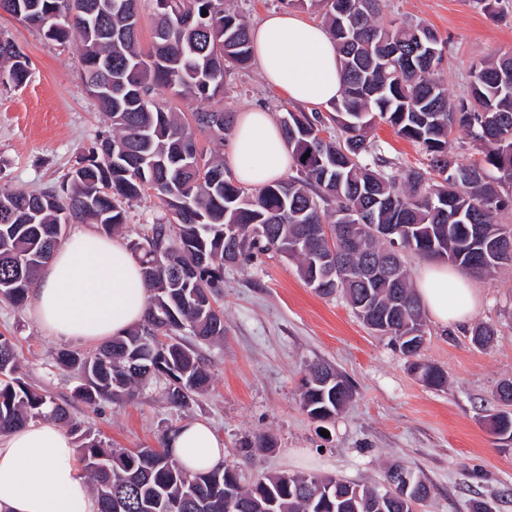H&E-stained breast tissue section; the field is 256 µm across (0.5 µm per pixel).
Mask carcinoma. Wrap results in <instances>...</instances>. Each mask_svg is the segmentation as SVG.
<instances>
[{
  "label": "carcinoma",
  "instance_id": "cac0c4a2",
  "mask_svg": "<svg viewBox=\"0 0 512 512\" xmlns=\"http://www.w3.org/2000/svg\"><path fill=\"white\" fill-rule=\"evenodd\" d=\"M153 46L139 50L138 0H0V10L61 44L75 43L84 64L82 83L110 120L56 186L39 192L0 190V299L29 296L68 224H97L110 233L128 223L126 205L152 193L166 215L141 225L131 251L142 266L149 301L143 320L93 352L63 351L59 364L77 372L74 396L91 408L130 399L150 384L162 398L187 408L209 382L205 360L185 336H224L219 291L224 267L246 265L267 252L297 262L300 278L322 296L338 292L363 323L384 319L391 341L419 379L444 384L442 370L423 359V308L413 292L403 253L452 263L466 273L498 272L491 244L512 226V53L472 67L466 97H448L442 71L447 41L420 22L382 17L381 0H281L287 7L316 4L336 41L344 76L341 98L329 115L286 112L279 126L293 165L287 177L255 193L224 171V137L234 115L199 108L186 114L173 101L224 96V75L252 58L248 18L226 0H155ZM208 15H202V11ZM28 56L0 31V84L26 83ZM164 89L169 98L157 97ZM417 145L427 166L400 177L382 149L369 141L377 122ZM336 134L325 139L327 128ZM472 138L481 160L448 156L457 130ZM210 136V147L198 136ZM310 156H305V153ZM386 205L373 224H394L391 240L375 236L365 219L375 198ZM463 217L450 220V208ZM351 217L352 239L336 235L340 213ZM334 245L349 279L324 277ZM170 262L157 263L156 256ZM372 258L398 268L396 285L364 288L361 272ZM496 330L479 325L471 342L487 348ZM352 399L349 382L312 364L301 406L319 427ZM69 422L67 407L32 387L10 336L0 334V436L45 418ZM489 430L512 440V413L487 415ZM111 448L81 437L80 462L94 483L97 512H413L417 499L389 488L303 473H263L250 486L235 465L190 474L166 448ZM276 448L269 433L240 451ZM412 486L429 487L411 469Z\"/></svg>",
  "mask_w": 512,
  "mask_h": 512
}]
</instances>
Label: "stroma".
Masks as SVG:
<instances>
[{
	"label": "stroma",
	"instance_id": "35a3bbf8",
	"mask_svg": "<svg viewBox=\"0 0 512 512\" xmlns=\"http://www.w3.org/2000/svg\"><path fill=\"white\" fill-rule=\"evenodd\" d=\"M383 12L423 22L447 39L445 80L453 99L466 94L473 65L512 50V0H496L490 11L477 0H384ZM0 30L31 60L26 84L0 86V189L36 191L61 180L107 119L81 88L75 45L46 40L6 13ZM219 105L235 113L259 108L275 118L291 107L254 62L226 72ZM372 138L399 174L425 167L423 152L390 125L377 124ZM471 283L480 303L465 324L424 326L423 355L445 371L442 388L420 382L387 337L368 329L342 298L307 287L295 263L274 253L225 268L224 339L200 344L211 381L186 408L147 389L93 411L75 398L77 381L57 362L60 351L88 352L91 344L42 330L31 316L32 301H0V334L14 337L30 384L66 405L81 433L116 447L154 448L164 431L200 420L223 440L225 460L236 462L246 484L268 472L375 484L388 466L401 463L431 488L417 512H469L474 498L493 512H512V442L497 439L485 423L498 406L497 386L512 381V269ZM480 323L498 331L491 347L471 342ZM313 362L344 375L354 392L324 435L299 400ZM258 432L273 435L275 451L242 456L241 443Z\"/></svg>",
	"mask_w": 512,
	"mask_h": 512
}]
</instances>
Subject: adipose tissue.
Here are the masks:
<instances>
[{"instance_id": "ef3b65f1", "label": "adipose tissue", "mask_w": 512, "mask_h": 512, "mask_svg": "<svg viewBox=\"0 0 512 512\" xmlns=\"http://www.w3.org/2000/svg\"><path fill=\"white\" fill-rule=\"evenodd\" d=\"M252 40L263 79L288 101L319 108L340 98L339 55L325 26L295 12H272L253 28ZM231 160L236 179L254 188L287 173L291 156L269 112L237 114ZM416 293L444 326L464 322L478 301L463 276L440 264L423 268ZM33 295V315L43 330L83 342L124 334L141 321L148 299L140 265L126 245L92 231L75 232L57 249ZM167 446L193 472L224 463V442L203 421L177 428ZM0 512H97L72 439L58 423H32L0 437Z\"/></svg>"}]
</instances>
